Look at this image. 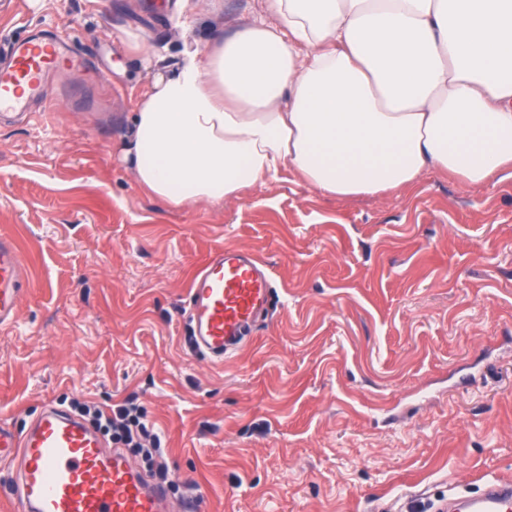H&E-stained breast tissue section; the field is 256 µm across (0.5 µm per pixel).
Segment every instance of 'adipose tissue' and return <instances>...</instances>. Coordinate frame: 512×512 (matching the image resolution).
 Listing matches in <instances>:
<instances>
[{
	"instance_id": "adipose-tissue-1",
	"label": "adipose tissue",
	"mask_w": 512,
	"mask_h": 512,
	"mask_svg": "<svg viewBox=\"0 0 512 512\" xmlns=\"http://www.w3.org/2000/svg\"><path fill=\"white\" fill-rule=\"evenodd\" d=\"M264 2L138 97L123 152L149 195L215 204L289 169L380 196L512 169V0Z\"/></svg>"
}]
</instances>
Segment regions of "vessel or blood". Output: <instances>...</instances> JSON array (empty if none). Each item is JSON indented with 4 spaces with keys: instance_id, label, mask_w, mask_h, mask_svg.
Returning <instances> with one entry per match:
<instances>
[{
    "instance_id": "vessel-or-blood-1",
    "label": "vessel or blood",
    "mask_w": 512,
    "mask_h": 512,
    "mask_svg": "<svg viewBox=\"0 0 512 512\" xmlns=\"http://www.w3.org/2000/svg\"><path fill=\"white\" fill-rule=\"evenodd\" d=\"M82 58L58 33L31 34L0 47V112L51 104L64 68ZM31 286L16 242L0 235V326L11 325ZM272 284L250 252L224 247L208 256L188 291V344L220 360L237 351L267 314ZM0 461L16 463L8 512H201L199 494L173 501L167 484L142 471L122 449L70 412L46 407L22 433L0 420ZM445 512H512V478L485 482L478 495L448 502Z\"/></svg>"
}]
</instances>
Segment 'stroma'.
<instances>
[{"instance_id":"obj_1","label":"stroma","mask_w":512,"mask_h":512,"mask_svg":"<svg viewBox=\"0 0 512 512\" xmlns=\"http://www.w3.org/2000/svg\"><path fill=\"white\" fill-rule=\"evenodd\" d=\"M174 2L0 0V37L63 31L93 62L62 77L75 99L0 116V234L32 276L0 327V417L22 432L48 405L137 396L202 512H408L512 477V177L336 198L286 169L213 206L149 197L119 152L151 77L127 37L161 68L262 8ZM225 246L270 266L274 298L211 361L188 287Z\"/></svg>"}]
</instances>
